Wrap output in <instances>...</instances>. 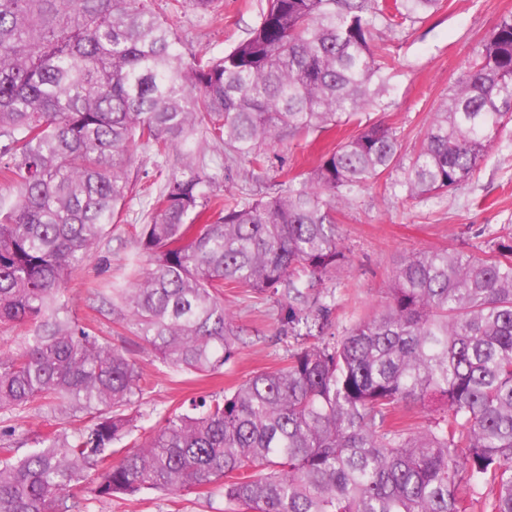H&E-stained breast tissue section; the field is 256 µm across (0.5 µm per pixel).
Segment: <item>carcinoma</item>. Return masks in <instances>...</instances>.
Masks as SVG:
<instances>
[{
	"label": "carcinoma",
	"instance_id": "1",
	"mask_svg": "<svg viewBox=\"0 0 512 512\" xmlns=\"http://www.w3.org/2000/svg\"><path fill=\"white\" fill-rule=\"evenodd\" d=\"M221 0H0V327L30 324L0 351V410L58 400L92 426L0 445V512H77L70 488L98 471L95 498L214 485L224 512H512V233L492 254L404 257L383 304L328 333L345 267L336 211L398 167L415 200L463 185L512 121V15L398 165L396 133L360 115L388 91L378 25L439 0H267L219 55L185 60L172 18ZM355 124L309 171L268 196L220 198L206 150L255 170L264 147ZM165 174L135 241L151 259L112 316L167 366L220 372L247 345L224 288L270 295L313 339L278 369L174 412L117 463L125 414L147 388L127 350L74 321L61 284L115 222L130 166ZM432 408L422 427L403 407Z\"/></svg>",
	"mask_w": 512,
	"mask_h": 512
}]
</instances>
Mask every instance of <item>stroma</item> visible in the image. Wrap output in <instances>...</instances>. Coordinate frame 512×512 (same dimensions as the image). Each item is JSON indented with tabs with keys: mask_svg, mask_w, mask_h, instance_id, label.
Instances as JSON below:
<instances>
[{
	"mask_svg": "<svg viewBox=\"0 0 512 512\" xmlns=\"http://www.w3.org/2000/svg\"><path fill=\"white\" fill-rule=\"evenodd\" d=\"M223 3L218 15L202 17L189 12L175 18L185 56L231 48L254 26L265 6V0ZM510 13L512 0H442L437 10L421 19L384 29L392 59L390 88L381 106L364 112L363 118L396 132L400 162H408L417 150L432 113L475 59L493 22ZM355 131L349 125L269 146V167L262 174L252 172L244 161L225 162L217 191L249 198L266 192L311 168ZM132 169L138 179L121 216L62 288L71 315L125 347L149 383L144 397L129 408L135 418L132 437L138 441L183 401L221 394L256 371L285 364L304 338L295 331L282 332L284 310L276 299L225 290L224 304L233 312L236 325L251 330L253 337L219 374L196 377L162 364L132 328L115 322L111 312L102 309L98 295L132 287L146 270L145 257L137 253L134 227L143 221L147 192L161 183L148 157L138 158ZM336 222L348 264L324 288L336 294L330 321L332 332L339 335L356 317L381 304L389 278L405 256L455 247L479 253L488 250L498 234L512 231V124L459 189L408 201L398 189L379 183L352 197L337 212ZM90 423L89 415H64L46 406L23 412L0 410V444L13 441L29 448L44 425L69 431ZM93 486V480H86L82 491L86 512H224V498L212 486L179 496L150 491L135 499L106 502L93 499Z\"/></svg>",
	"mask_w": 512,
	"mask_h": 512,
	"instance_id": "stroma-1",
	"label": "stroma"
}]
</instances>
